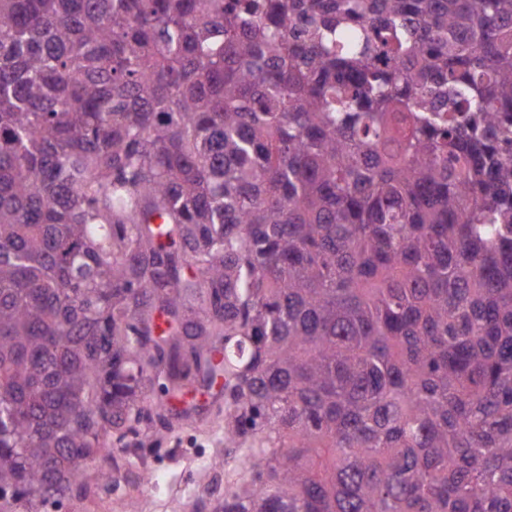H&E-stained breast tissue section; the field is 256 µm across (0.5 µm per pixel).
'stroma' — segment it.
Segmentation results:
<instances>
[{
	"label": "stroma",
	"instance_id": "35a3bbf8",
	"mask_svg": "<svg viewBox=\"0 0 512 512\" xmlns=\"http://www.w3.org/2000/svg\"><path fill=\"white\" fill-rule=\"evenodd\" d=\"M156 410L169 417L167 429H141L123 455L111 484L95 497L64 503L47 512H210L224 494V474L237 461L224 452V403L210 390L170 399ZM154 475L142 479L143 472Z\"/></svg>",
	"mask_w": 512,
	"mask_h": 512
}]
</instances>
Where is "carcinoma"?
I'll return each instance as SVG.
<instances>
[{
	"instance_id": "cac0c4a2",
	"label": "carcinoma",
	"mask_w": 512,
	"mask_h": 512,
	"mask_svg": "<svg viewBox=\"0 0 512 512\" xmlns=\"http://www.w3.org/2000/svg\"><path fill=\"white\" fill-rule=\"evenodd\" d=\"M217 378L213 512H512V0H0V512Z\"/></svg>"
}]
</instances>
